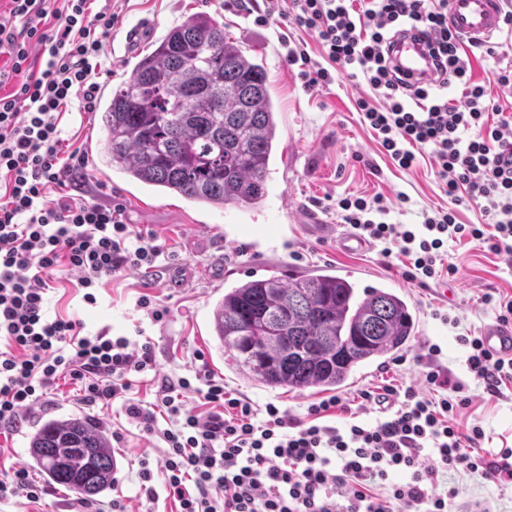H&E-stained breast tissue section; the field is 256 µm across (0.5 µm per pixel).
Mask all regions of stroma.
Here are the masks:
<instances>
[{
    "mask_svg": "<svg viewBox=\"0 0 512 512\" xmlns=\"http://www.w3.org/2000/svg\"><path fill=\"white\" fill-rule=\"evenodd\" d=\"M110 9L116 20L104 47L105 66L97 78L104 91L130 76L123 44L127 29L151 20V37L156 40L187 15L207 13L223 22L225 33L266 70L281 114L277 156L261 207L201 208L178 196L131 185L120 174L102 167L106 133L99 116L85 110L82 101L73 100L59 125L62 152H79L86 167L82 177L49 193L48 203L66 195L105 206L122 205L127 223L142 234L155 236L169 257L154 271L129 268L104 277L95 290L97 302L93 305L84 302V291L77 288L73 274L57 272L47 293L48 315L80 319L85 334L91 336L105 333L136 343L144 338L151 341L155 370L132 376L130 397L155 401L160 377L190 378L200 365L255 405L271 401L301 416L308 405L321 400V393L271 388L239 370L214 335L211 314L226 286L250 276H293L330 266L338 275L361 284L382 283L404 294L417 319L416 334L402 353L403 363L391 360L364 371L341 391V398L357 411L359 421L373 424L383 418L375 403L361 398V391L378 392L386 385H411L426 391L422 367L415 358L435 345L441 349L438 361L447 368L451 382L462 385L463 396L470 399L458 413V422L481 426L484 451L512 448V384L502 386L499 397H490L484 384L471 374L469 350L459 342L461 336L480 335L485 324L497 320L496 300L512 299V258L494 254L475 240L452 241L445 246L443 258L458 267V274L423 284L406 278L407 260L399 252L386 258L380 246L373 244L361 253H343L332 239L315 236L302 225L307 211L313 210L322 223L344 231L336 201L347 196L384 195L389 202L384 220L389 224L420 223L422 211L447 202L431 173L429 158H421L410 170L396 168L361 125L354 101L365 93V86L345 80L327 90H305L283 60L277 21L257 25L234 0H111ZM502 61H512V46L504 47L496 60L480 53L469 57L473 81L484 85L503 111L512 113V88L497 81ZM173 273L179 276L180 287L168 286ZM146 294L168 308L162 322H153L138 308L139 298ZM489 294L494 297L490 304L485 301ZM197 352L203 356L199 364L193 358ZM70 414L85 416L108 434L122 436L112 445L122 461L115 485L97 497L103 507L118 500L127 512H176L166 491H159L156 500H147L138 476L144 463L152 471H160L165 455L162 441L143 434L127 418L121 401L85 406L75 385L64 377L17 422L0 426V475L22 468L28 470L30 479L42 482V475L31 467L28 434L36 420ZM448 486L456 491L455 498L448 501V512H464L468 504L479 505L483 512H512V486L455 472L449 473ZM81 501V495L52 485L40 501L13 497L0 503V512H82Z\"/></svg>",
    "mask_w": 512,
    "mask_h": 512,
    "instance_id": "stroma-1",
    "label": "stroma"
}]
</instances>
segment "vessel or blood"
Here are the masks:
<instances>
[{"label":"vessel or blood","mask_w":512,"mask_h":512,"mask_svg":"<svg viewBox=\"0 0 512 512\" xmlns=\"http://www.w3.org/2000/svg\"><path fill=\"white\" fill-rule=\"evenodd\" d=\"M505 6L506 0H448V27L467 42L486 43L500 32ZM391 57L404 77L425 80L433 75L428 53L413 38H398ZM482 336L485 347L492 353L512 358V321L488 324Z\"/></svg>","instance_id":"1"}]
</instances>
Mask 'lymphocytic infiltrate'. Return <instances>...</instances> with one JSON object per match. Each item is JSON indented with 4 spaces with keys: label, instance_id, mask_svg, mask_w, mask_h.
<instances>
[{
    "label": "lymphocytic infiltrate",
    "instance_id": "f902f5d3",
    "mask_svg": "<svg viewBox=\"0 0 512 512\" xmlns=\"http://www.w3.org/2000/svg\"><path fill=\"white\" fill-rule=\"evenodd\" d=\"M275 18L317 39L313 56L305 42L278 38L303 87L326 89L342 77L363 81L369 92L355 101L361 123L401 169L429 155L448 199L415 225L374 221L373 213L388 210L384 196L345 197L336 202L343 222L382 244L383 256L399 250L412 280L457 275V266L441 263L453 237L511 257L512 113L472 81L465 45L448 28V0H265L257 23ZM114 21L108 8L93 10L92 0H9L0 17V424L15 423L61 376L78 387L86 406L122 400L142 432L166 445L161 473L146 466L139 472L144 493L155 499L152 481L162 476L177 512H447L438 487L448 471L512 484V448L483 451L482 428L456 422L467 400L449 394L438 346L424 363L429 394L411 386L364 392V400L381 406L400 398L395 411L368 426L335 396L300 417L272 402L257 407L207 376L197 386L186 377L162 378L155 406L144 405L128 392L131 375L154 368L151 343L86 336L78 319L47 318L45 294L57 268L75 275L92 305L102 277L157 269L164 254L163 245L126 224L120 206L45 202L49 187L64 185L79 164L60 158L58 126L73 99L92 109ZM400 33L424 43L436 83L410 84L396 73L389 50ZM439 85L463 86V105L437 95ZM464 204L477 206L482 223L458 222ZM461 342L470 350L471 373L499 396L512 383V360L493 355L479 337ZM188 394L200 410L186 408ZM159 407L168 417L163 429ZM335 411L345 427L326 424ZM428 448L434 455L424 465ZM396 471L409 472V480L391 482Z\"/></svg>",
    "mask_w": 512,
    "mask_h": 512
}]
</instances>
